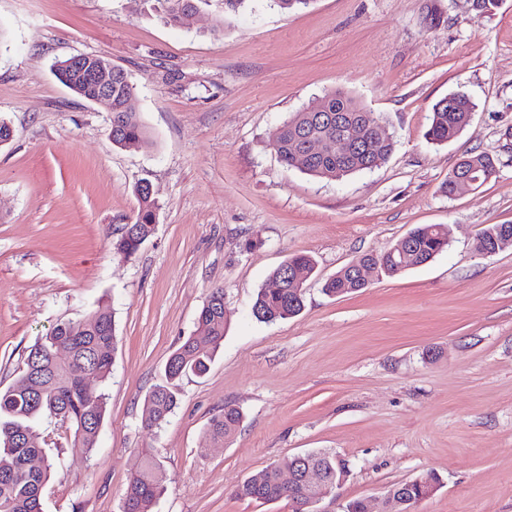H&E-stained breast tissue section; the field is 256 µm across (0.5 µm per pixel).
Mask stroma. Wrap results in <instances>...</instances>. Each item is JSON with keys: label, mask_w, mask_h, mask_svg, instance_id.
<instances>
[{"label": "stroma", "mask_w": 512, "mask_h": 512, "mask_svg": "<svg viewBox=\"0 0 512 512\" xmlns=\"http://www.w3.org/2000/svg\"><path fill=\"white\" fill-rule=\"evenodd\" d=\"M222 9L210 0L177 27L158 0H0V120L14 130L0 146V389L57 324L103 307L117 336L111 376L90 383L106 401L96 447L56 420L33 423L54 469L43 512H121L144 450L166 487L152 512H292L232 491L323 450L348 475L319 512L355 498L393 512L388 489L429 473L441 486L413 512H512V249H479L486 225L512 223V0L489 12L466 0ZM80 54L128 73L148 144L113 145L111 112L56 79L54 62ZM337 88L388 123L393 152L336 181L284 166L280 124ZM458 91L475 104L470 125L431 143L433 104ZM473 151L496 157V176L441 194ZM143 181L155 233L127 256L112 241ZM419 224L448 227L431 262L324 294L340 268ZM294 254L315 263L304 309L257 321L258 289ZM217 287L223 349L205 377L179 381L167 421L145 428L146 395ZM227 405L243 420L212 441Z\"/></svg>", "instance_id": "obj_1"}]
</instances>
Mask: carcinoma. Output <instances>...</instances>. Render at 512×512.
Listing matches in <instances>:
<instances>
[{
    "label": "carcinoma",
    "instance_id": "carcinoma-1",
    "mask_svg": "<svg viewBox=\"0 0 512 512\" xmlns=\"http://www.w3.org/2000/svg\"><path fill=\"white\" fill-rule=\"evenodd\" d=\"M166 18L175 26H186L207 0H163ZM61 83L79 97L87 100L94 95L92 87L79 77L61 71ZM452 105L436 102L432 108L431 124L426 138L435 144L456 139L471 121L474 103L468 95L450 94ZM324 112L306 109L296 112L279 126L273 148L280 161L288 167H299L304 173L319 179L339 180L350 174L371 169L372 157L381 159L392 153L395 140L376 141L374 149L364 150L346 159L334 155L311 156L300 162L295 150L301 138L336 137V125L370 127L379 134L383 119L365 107L353 96L341 90H332L324 97ZM112 142L119 146L147 143L148 135L141 123L136 107V87L124 70L112 78ZM468 158L482 167L489 175L497 172V160L487 152L471 153ZM140 205L138 211L123 225L117 234L114 248L126 255L135 254L155 231L157 204L145 188L137 187ZM481 236L490 250L500 253L512 247V224H490L482 229ZM409 246L402 270L419 267L435 258L448 247V237L441 234L440 225L424 224L407 234ZM314 268L312 259L295 254L277 267L270 279L280 284L278 288L259 289L253 305V316L260 322L271 323L298 315L304 307V294H298L288 283V268ZM361 290L352 272L338 270L323 286L328 295H347ZM226 322L224 321V289L214 288L197 317L195 334L184 338L169 356L165 365V383L155 386L145 397V423L159 426L167 420L178 405L175 382L193 374L203 376L216 352L223 346ZM60 346L72 351V358L57 360L53 353ZM116 350L115 324L112 315L97 312L84 322L61 323L42 337L29 351L23 374L5 391H0V512H42V491L52 475V465L33 470L28 467L30 458L46 455L31 422L46 416L67 421V428L75 440L88 449L96 446L106 413L105 397L93 394L85 383V373L99 381L106 380L112 371ZM242 412L231 405L214 416L208 427L215 441L228 440L236 432ZM310 463L319 466L326 480L336 482V457L327 452L310 453ZM159 463L145 452L140 455L131 471L122 501V512H152L154 502L165 492L157 477ZM396 494L404 502L403 509L412 506L420 487L407 482L395 485ZM322 493L305 483L285 486L280 483L276 470L258 471L234 489L238 498L263 502L288 500L299 506L310 496Z\"/></svg>",
    "mask_w": 512,
    "mask_h": 512
}]
</instances>
